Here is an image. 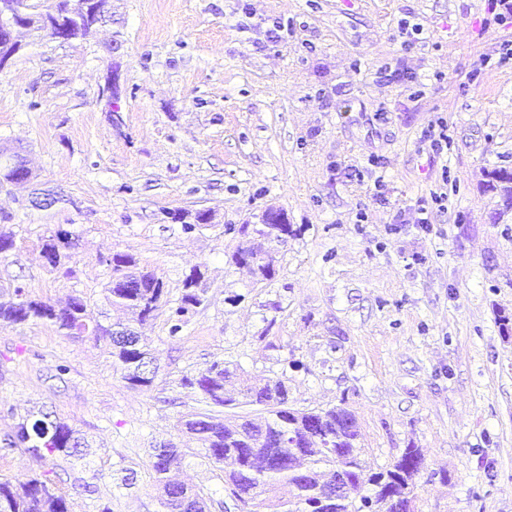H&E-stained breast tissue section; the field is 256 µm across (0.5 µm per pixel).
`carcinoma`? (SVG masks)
<instances>
[{"instance_id": "obj_1", "label": "carcinoma", "mask_w": 512, "mask_h": 512, "mask_svg": "<svg viewBox=\"0 0 512 512\" xmlns=\"http://www.w3.org/2000/svg\"><path fill=\"white\" fill-rule=\"evenodd\" d=\"M69 0H52L45 14L70 27V36L82 37L90 21L69 13ZM488 186L499 192L501 206L512 210V171L494 168L487 172ZM258 233L267 247L239 246L231 262L240 265L245 253L251 257V270L270 281L275 276L271 265L277 262V246L297 235L290 224H267L252 230L245 224L241 233ZM80 246V236L58 229L41 238L38 257L42 264L59 269L64 259ZM14 300L0 302V324L22 325L48 322L76 338L91 336L112 343V357L122 378L133 387H148L155 377L143 378L142 365L151 360L149 343H136L112 336V328L97 320L87 302L74 296L63 306L30 295L23 286L13 288ZM108 303L129 310L139 322L153 319L167 308L169 334L183 330L192 315L205 302L204 273L194 266L183 281L181 296L172 300L163 280L140 266L129 253L112 258V275L105 288ZM236 370L221 360L209 363L193 377L184 376L180 386L200 395L204 408L180 420L181 431L199 443L194 454L214 464L224 473V492L239 512H320L317 508L326 491L336 483L338 469L347 477L345 504L331 512H407L414 498L422 454L412 443L389 466L373 472L367 465L355 416L342 405L320 410H297L281 398L287 392L284 381L269 379L262 385L244 380L237 396L228 394L226 382ZM27 436L14 443L6 433L0 440V455L5 457L22 448L33 457L82 459L78 431L60 418L49 425L43 419L24 418ZM185 453L170 448L154 452L149 468L160 490L161 512H186L188 502L194 512H206L200 492L172 482L167 474L181 465ZM370 492L365 494V486ZM0 512H72L69 494L51 472L40 473L24 483L0 481Z\"/></svg>"}]
</instances>
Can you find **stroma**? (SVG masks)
Listing matches in <instances>:
<instances>
[{"label": "stroma", "mask_w": 512, "mask_h": 512, "mask_svg": "<svg viewBox=\"0 0 512 512\" xmlns=\"http://www.w3.org/2000/svg\"><path fill=\"white\" fill-rule=\"evenodd\" d=\"M107 14L68 42L18 30L0 70V148L34 176L0 184L16 242L0 285L123 321L103 259L127 252L173 298L203 265L206 299L177 337L163 311L139 327L149 387L122 379L106 341L0 326V436L43 410L89 442L80 462L14 451L0 479L50 470L73 512H93L87 483L112 512H159L150 454L171 442L187 451L172 479L237 512L178 428L200 407L180 379L218 358L256 384L283 378L294 408L345 404L371 468L415 444L416 512H512V335L497 321L512 316V212L484 177L512 169V26L489 0H108ZM34 190L59 201L35 208ZM269 208L297 234L261 281L231 263L240 237L225 228ZM202 210L211 224L191 234L171 218ZM59 227L81 240L67 275L38 258Z\"/></svg>", "instance_id": "obj_1"}]
</instances>
